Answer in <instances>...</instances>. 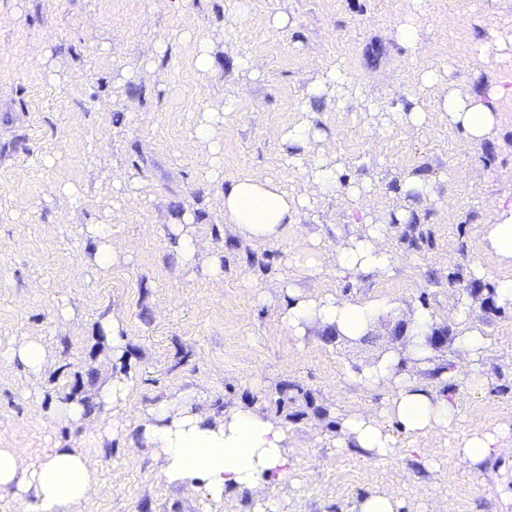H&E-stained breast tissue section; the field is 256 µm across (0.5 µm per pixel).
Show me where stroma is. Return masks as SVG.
<instances>
[{"label": "stroma", "mask_w": 512, "mask_h": 512, "mask_svg": "<svg viewBox=\"0 0 512 512\" xmlns=\"http://www.w3.org/2000/svg\"><path fill=\"white\" fill-rule=\"evenodd\" d=\"M0 0V351L22 338L46 347L40 380L21 365L0 367V448L32 462L54 445L82 449L98 467L93 495L75 512H358L377 493L395 495L400 512H502L498 486L512 455L469 469L455 454L477 428L512 429V308L487 310L466 281L500 274L482 248L494 201L512 190V101L500 107L493 141L469 146L439 107L442 86L478 91L512 80V0ZM288 22L278 26L276 15ZM416 16L423 46L411 53L397 27ZM209 71L194 62L199 45ZM253 67L244 68V59ZM352 80L349 93L310 97L330 68ZM438 82L421 88L418 74ZM419 105L426 117L407 120ZM217 113L214 139L195 127ZM309 120L320 139L284 149L282 132ZM219 142L221 155L211 144ZM338 164L335 193L319 192L312 161ZM425 176L431 195L403 185ZM243 177L273 180L309 197L285 237L260 244L224 218V190ZM361 186L350 196L351 186ZM429 232L409 249L400 210ZM200 250L185 264L171 231L182 215ZM387 223L392 275L341 277L335 247L363 237L361 215ZM106 225L113 260L96 261L87 228ZM319 245L322 264L305 274L298 250ZM219 259L222 280L209 268ZM336 298L388 300L373 325L379 346L397 321L428 309L455 329L468 304L488 340L474 359L454 340L413 367L435 385L452 365L460 408L455 427L431 439L434 465L418 442L389 424L394 444L379 459L336 440L343 415H379L391 384L370 388L359 372L379 346L327 340L312 326L297 336L283 324L286 286ZM116 317L129 336L115 366L98 326ZM122 369L135 423L159 399L196 389L216 410L247 403L282 413L291 432L286 478L264 500L231 492L214 502L166 483L146 448L100 443L94 419L52 422L58 403L92 400L99 383ZM481 384H474L473 376ZM299 385L295 403L277 409L281 384Z\"/></svg>", "instance_id": "obj_1"}]
</instances>
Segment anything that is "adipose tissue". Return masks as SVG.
I'll return each instance as SVG.
<instances>
[{
  "instance_id": "adipose-tissue-1",
  "label": "adipose tissue",
  "mask_w": 512,
  "mask_h": 512,
  "mask_svg": "<svg viewBox=\"0 0 512 512\" xmlns=\"http://www.w3.org/2000/svg\"><path fill=\"white\" fill-rule=\"evenodd\" d=\"M505 99H512V83L500 82L479 93L451 87L442 96L441 108L462 130L467 143L480 144L495 136L499 105ZM305 204L303 197L259 177L235 179L224 191L225 219L245 237L261 242L279 241ZM384 233V225L375 224L363 238L337 246V273H389L393 258L384 244ZM482 239L488 253L502 266L512 267V192L502 194L493 204ZM286 294L282 321L297 333L315 323L357 337L391 309L384 301L304 294L293 287ZM432 324L430 312L419 310L408 323L406 348L386 353L361 371L368 385L392 380L396 388L381 417L353 413L343 418L338 448L353 446L381 458L391 446L386 423L397 424L420 439L452 428L459 416L454 399L415 383L401 367L402 361L425 357ZM47 360L44 346L32 338L0 352L1 364H21L34 379L42 377ZM98 400L112 411L111 422L98 428L101 442L117 440L131 448L150 449L160 461L165 482L191 488L209 500H223L232 490L257 493L266 481L288 473L290 428L258 406L216 412L203 407L196 391H184L156 403L129 428L124 418L130 409V384L120 372L100 387ZM511 435L512 430L505 427L493 432L476 429L458 444L455 453L467 466L476 467L501 456L504 440ZM97 484V466L80 449L56 447L39 462L30 463L15 449L0 448V492L32 501L33 512H74Z\"/></svg>"
}]
</instances>
